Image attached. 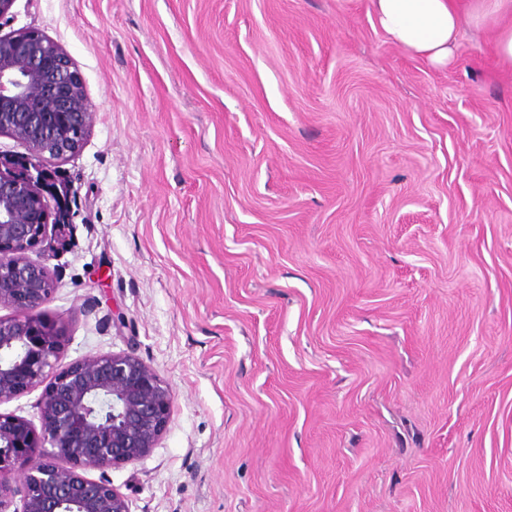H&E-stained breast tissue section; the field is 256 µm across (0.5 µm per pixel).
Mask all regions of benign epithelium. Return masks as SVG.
<instances>
[{"mask_svg":"<svg viewBox=\"0 0 512 512\" xmlns=\"http://www.w3.org/2000/svg\"><path fill=\"white\" fill-rule=\"evenodd\" d=\"M95 119L68 54L37 30L0 39V135L32 154L77 153ZM0 171V404L41 389L40 429L0 413V512H130L108 472L156 447L173 398L154 370L130 352H99L63 364L65 335L45 322L53 275L30 253L59 225L41 181ZM89 470L100 476L91 479ZM21 510H10L14 498Z\"/></svg>","mask_w":512,"mask_h":512,"instance_id":"1","label":"benign epithelium"}]
</instances>
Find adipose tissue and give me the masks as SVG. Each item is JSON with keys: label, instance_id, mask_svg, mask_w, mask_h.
<instances>
[{"label": "adipose tissue", "instance_id": "1", "mask_svg": "<svg viewBox=\"0 0 512 512\" xmlns=\"http://www.w3.org/2000/svg\"><path fill=\"white\" fill-rule=\"evenodd\" d=\"M388 40L435 67L450 63L466 30L492 31L500 62L512 65V0H372Z\"/></svg>", "mask_w": 512, "mask_h": 512}]
</instances>
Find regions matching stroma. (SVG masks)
I'll return each mask as SVG.
<instances>
[{"instance_id": "1", "label": "stroma", "mask_w": 512, "mask_h": 512, "mask_svg": "<svg viewBox=\"0 0 512 512\" xmlns=\"http://www.w3.org/2000/svg\"><path fill=\"white\" fill-rule=\"evenodd\" d=\"M95 122L32 252L64 360L170 423L130 512H512V69L432 67L371 0H15Z\"/></svg>"}]
</instances>
